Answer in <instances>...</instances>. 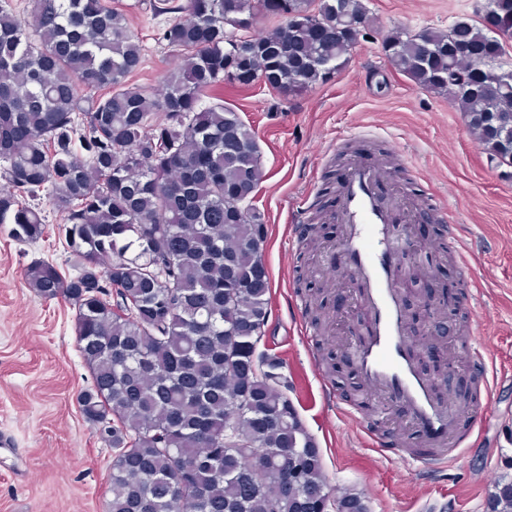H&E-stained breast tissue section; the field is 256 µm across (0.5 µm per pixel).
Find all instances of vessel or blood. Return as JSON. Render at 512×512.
Returning a JSON list of instances; mask_svg holds the SVG:
<instances>
[{
    "instance_id": "obj_1",
    "label": "vessel or blood",
    "mask_w": 512,
    "mask_h": 512,
    "mask_svg": "<svg viewBox=\"0 0 512 512\" xmlns=\"http://www.w3.org/2000/svg\"><path fill=\"white\" fill-rule=\"evenodd\" d=\"M383 172L381 164L354 161L342 180L336 214L343 226L339 257L362 283L356 300L370 316L368 336L354 337L349 349L368 388L406 409L429 443L439 447L450 441L461 449L468 438L456 433L455 409L436 396L414 359L416 342L407 331L397 281L406 273L402 259L415 243L393 228Z\"/></svg>"
}]
</instances>
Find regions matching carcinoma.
Listing matches in <instances>:
<instances>
[{
    "label": "carcinoma",
    "instance_id": "1",
    "mask_svg": "<svg viewBox=\"0 0 512 512\" xmlns=\"http://www.w3.org/2000/svg\"><path fill=\"white\" fill-rule=\"evenodd\" d=\"M176 13L161 33L186 52L165 91L126 83L142 61L127 15L108 0H33L28 19L0 4V224L20 243L47 230L21 200L49 190L79 274L25 269L35 295L76 309L79 351L92 373L80 411L112 449L109 512H369L332 495L315 439L288 380L257 353L268 320L265 172L254 132L213 86L261 79L283 93L322 84L367 23L363 0H288L295 21L227 49L277 0H153ZM512 0L446 30L395 31L391 65L449 95L488 158L512 164ZM112 337V351L99 337ZM487 512H512V480Z\"/></svg>",
    "mask_w": 512,
    "mask_h": 512
}]
</instances>
